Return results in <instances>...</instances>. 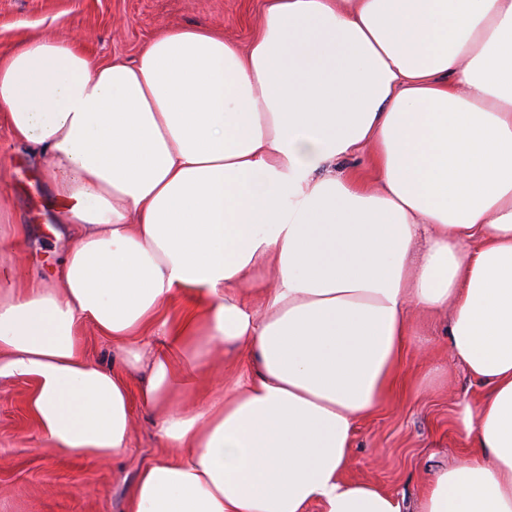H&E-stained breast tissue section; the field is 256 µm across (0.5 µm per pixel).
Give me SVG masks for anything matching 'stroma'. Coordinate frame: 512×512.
<instances>
[{
	"mask_svg": "<svg viewBox=\"0 0 512 512\" xmlns=\"http://www.w3.org/2000/svg\"><path fill=\"white\" fill-rule=\"evenodd\" d=\"M266 0H0V54L36 33L85 47L97 61H133L161 30L207 25L247 47ZM71 241L52 200L44 158L33 155L0 122V292L53 282ZM447 314L411 312L409 347L398 385L357 422L354 462L346 480L376 485L416 512L430 468L467 453L455 404L476 394L448 352ZM445 365L433 374L434 365ZM133 423L126 452L104 465L88 457L59 458L40 448L27 409L32 378L0 377V512H126L138 472L168 455L157 417L138 395L143 378H127Z\"/></svg>",
	"mask_w": 512,
	"mask_h": 512,
	"instance_id": "obj_1",
	"label": "stroma"
}]
</instances>
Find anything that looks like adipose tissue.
Masks as SVG:
<instances>
[{"label":"adipose tissue","mask_w":512,"mask_h":512,"mask_svg":"<svg viewBox=\"0 0 512 512\" xmlns=\"http://www.w3.org/2000/svg\"><path fill=\"white\" fill-rule=\"evenodd\" d=\"M0 121L74 238L58 281L0 297V373L34 379L42 447L106 461L128 385L79 329L122 348L176 450L127 512H402L344 473L414 309L448 311L479 389L420 512H512V0H267L247 49L178 27L131 65L29 35ZM366 149L371 177L336 170ZM215 343L237 376L184 410Z\"/></svg>","instance_id":"obj_1"}]
</instances>
